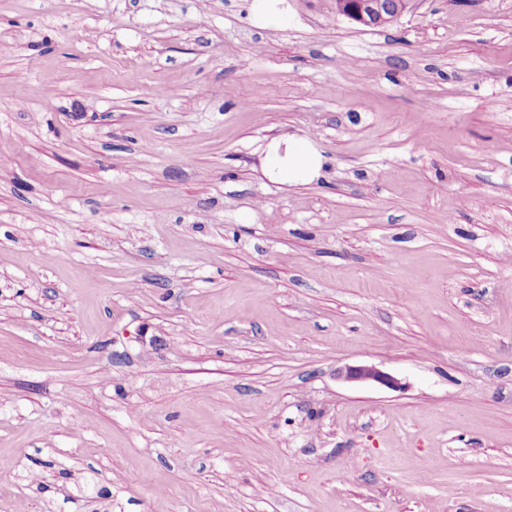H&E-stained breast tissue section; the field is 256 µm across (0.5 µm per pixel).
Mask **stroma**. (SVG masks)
<instances>
[{"label":"stroma","mask_w":512,"mask_h":512,"mask_svg":"<svg viewBox=\"0 0 512 512\" xmlns=\"http://www.w3.org/2000/svg\"><path fill=\"white\" fill-rule=\"evenodd\" d=\"M287 5L0 0V512H512V0ZM249 12L252 20L264 28H281L288 21L286 0H251ZM413 0H335L336 15L367 27H377L397 20ZM321 168L322 157L310 140L296 136L272 142L262 159L263 171L288 185L312 182ZM348 382H372L387 388H397L398 381L374 365L346 366L340 373Z\"/></svg>","instance_id":"35a3bbf8"}]
</instances>
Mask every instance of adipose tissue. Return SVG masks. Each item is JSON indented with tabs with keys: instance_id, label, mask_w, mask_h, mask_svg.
I'll return each instance as SVG.
<instances>
[{
	"instance_id": "1",
	"label": "adipose tissue",
	"mask_w": 512,
	"mask_h": 512,
	"mask_svg": "<svg viewBox=\"0 0 512 512\" xmlns=\"http://www.w3.org/2000/svg\"><path fill=\"white\" fill-rule=\"evenodd\" d=\"M322 168V157L309 139L288 137L272 142L262 160L264 172L291 185L312 182Z\"/></svg>"
}]
</instances>
